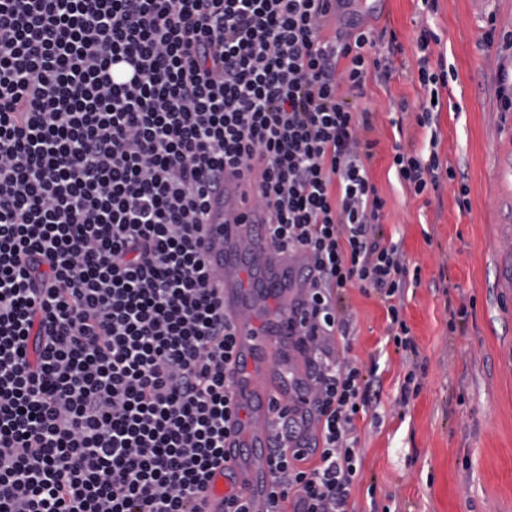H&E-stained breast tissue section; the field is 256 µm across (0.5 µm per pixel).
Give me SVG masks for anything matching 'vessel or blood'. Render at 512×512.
Wrapping results in <instances>:
<instances>
[{
	"instance_id": "1",
	"label": "vessel or blood",
	"mask_w": 512,
	"mask_h": 512,
	"mask_svg": "<svg viewBox=\"0 0 512 512\" xmlns=\"http://www.w3.org/2000/svg\"><path fill=\"white\" fill-rule=\"evenodd\" d=\"M242 214L246 223L225 226V219ZM267 218L242 195L240 177L225 173L213 194L205 226L207 260L217 275L223 311L234 323L238 355L234 391L248 412L239 432L225 441L226 464L234 473L236 488L248 494L252 512H265V490L271 482L270 472L260 461L271 434L270 405L272 400L288 398L284 298L297 286L293 271L299 265L298 258L259 239L258 226ZM269 299L279 300V313L267 325H258L250 306Z\"/></svg>"
}]
</instances>
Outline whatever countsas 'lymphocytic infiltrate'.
<instances>
[{
  "label": "lymphocytic infiltrate",
  "instance_id": "obj_1",
  "mask_svg": "<svg viewBox=\"0 0 512 512\" xmlns=\"http://www.w3.org/2000/svg\"><path fill=\"white\" fill-rule=\"evenodd\" d=\"M349 3L0 0V512H206L243 410L204 248L228 169L254 183L265 240L305 258L309 381L272 408L266 512H355L357 422L381 385L333 346L354 331L347 291L386 308L404 407L420 280L384 237L372 114L351 104L393 61ZM439 41L421 29L430 150L393 148L417 196L457 178L437 151Z\"/></svg>",
  "mask_w": 512,
  "mask_h": 512
}]
</instances>
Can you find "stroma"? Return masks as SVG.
I'll return each mask as SVG.
<instances>
[{"label": "stroma", "instance_id": "obj_1", "mask_svg": "<svg viewBox=\"0 0 512 512\" xmlns=\"http://www.w3.org/2000/svg\"><path fill=\"white\" fill-rule=\"evenodd\" d=\"M349 13L397 35L398 52L380 48L393 56L390 76L370 73L359 105L373 114L378 144L369 170L386 201L384 231L420 270L404 314L425 368L418 395L400 407L407 366L387 336L385 309L351 289L355 334L336 350L375 371L382 387L378 420L357 423L356 512H512V112L499 101V73H512V50L484 38L491 26L512 30V0H436L428 16L441 39L430 61L446 59L455 72L442 96L438 151L464 180L421 196L391 167L393 118H402L416 151L429 149L430 134L413 116L425 97L417 0H352ZM469 298L475 309L449 329L451 310Z\"/></svg>", "mask_w": 512, "mask_h": 512}]
</instances>
